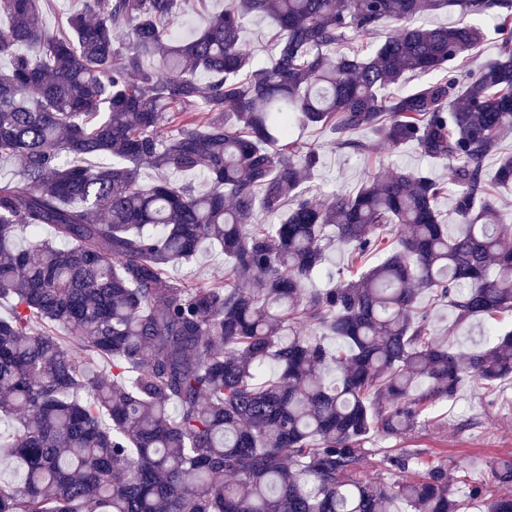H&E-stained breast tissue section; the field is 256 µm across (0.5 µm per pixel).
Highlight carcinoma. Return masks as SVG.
<instances>
[{"mask_svg": "<svg viewBox=\"0 0 512 512\" xmlns=\"http://www.w3.org/2000/svg\"><path fill=\"white\" fill-rule=\"evenodd\" d=\"M79 3L53 34L42 0H0V158L21 164L0 180V456L18 463L0 512H458L464 490L512 512V456L462 488L446 461L361 477L373 434L405 436L468 377L485 391L512 377V329L497 326L512 320V224L485 169L495 156L512 182V0H225L186 37L172 32L186 0ZM449 7L455 25H414ZM254 15L277 28L261 67L241 40ZM484 19L500 53L471 70ZM387 25L368 54L336 51ZM408 72L429 79L379 95ZM300 126L359 155L361 130L412 144L450 165L449 184L401 170L319 202ZM334 241L350 265L306 291ZM205 244L230 269L192 287L183 269ZM425 295L485 322L480 346L438 335ZM416 472L421 473V470H391L372 463L368 465V467H366V469L363 471L361 475L365 479H373L385 483H398L403 482L405 480L413 479L416 476Z\"/></svg>", "mask_w": 512, "mask_h": 512, "instance_id": "cac0c4a2", "label": "carcinoma"}]
</instances>
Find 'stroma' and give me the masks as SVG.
Masks as SVG:
<instances>
[{"label":"stroma","instance_id":"obj_1","mask_svg":"<svg viewBox=\"0 0 512 512\" xmlns=\"http://www.w3.org/2000/svg\"><path fill=\"white\" fill-rule=\"evenodd\" d=\"M302 143L318 146L321 163L311 184L317 200L333 193H352L371 176L402 168L423 171L447 179L448 168L422 157L410 144L398 151L373 148L362 156L333 148L331 134L321 127L296 131ZM416 431L403 438L374 434L368 442L374 453L388 448H422L430 461L445 460L467 482L483 479L482 465L497 456L512 453V380L498 383L492 393L463 385L455 401L437 406Z\"/></svg>","mask_w":512,"mask_h":512}]
</instances>
